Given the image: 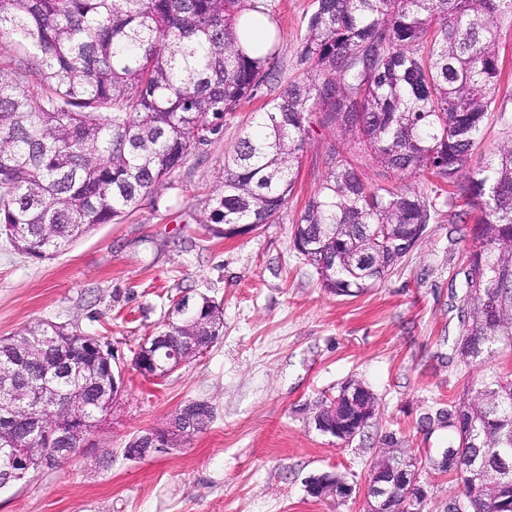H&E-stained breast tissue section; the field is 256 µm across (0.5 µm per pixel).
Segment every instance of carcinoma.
<instances>
[{"instance_id":"cac0c4a2","label":"carcinoma","mask_w":512,"mask_h":512,"mask_svg":"<svg viewBox=\"0 0 512 512\" xmlns=\"http://www.w3.org/2000/svg\"><path fill=\"white\" fill-rule=\"evenodd\" d=\"M248 0H0V40L34 51L37 79L19 86L0 69V234L36 259L66 251L100 224L120 222L151 189L186 162L196 145L255 98L272 76L268 49L249 55L236 24ZM260 9V8H258ZM267 8L260 9L264 13ZM512 0H315L301 57L306 76L288 81L259 111L224 162L210 199V221L269 224L288 207L299 181L314 113L340 137L359 141L381 167L411 180L371 186L339 148L325 159L321 186L305 202L293 243L323 287L352 296L380 281L420 240L441 207L474 216L476 245L464 271L459 353L464 363L512 353V136L487 165L469 172L482 126L494 114L512 131V97L499 98L498 20ZM431 178L430 191L412 180ZM192 313L164 326L167 350L184 354L192 336L206 349L210 323L224 321L205 295ZM68 356L97 366V336L51 322L0 339V373L22 390L45 382L81 395L86 432L107 407L100 387L52 379L47 368ZM373 393L322 402L315 418L338 434L377 414ZM41 439L27 443L17 423L0 431V487L14 481L10 444L27 445L31 472L63 438L65 418L43 407ZM206 401L179 408L169 433L177 447L213 419ZM448 428V448L465 458L478 449L512 456V378L489 370L449 410L424 417ZM471 512L512 504V484L492 471L460 477Z\"/></svg>"}]
</instances>
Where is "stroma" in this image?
Listing matches in <instances>:
<instances>
[{
    "instance_id": "35a3bbf8",
    "label": "stroma",
    "mask_w": 512,
    "mask_h": 512,
    "mask_svg": "<svg viewBox=\"0 0 512 512\" xmlns=\"http://www.w3.org/2000/svg\"><path fill=\"white\" fill-rule=\"evenodd\" d=\"M263 2L277 88L308 69L300 51L314 0ZM267 98L260 92L226 115L151 197L62 254L33 259L0 236V338L39 321L102 336L125 379L89 442L63 465L0 489V512H367L366 480L384 447L416 457L425 512L461 505L455 475L430 465L448 432L421 420L457 402L479 374L457 351L471 227L439 215L380 282L355 297L328 292L292 242L326 154L340 147L373 185L401 178L316 115L298 193L279 218L230 239L212 231L209 199L224 158ZM201 294L223 307L220 339L165 379L134 370L135 349L160 332L174 302ZM349 382L374 394L378 414L344 443L318 431L313 416ZM195 400L215 410L206 430L165 453L126 456L134 435L170 427ZM322 472L344 477L351 495L308 496L306 479Z\"/></svg>"
}]
</instances>
